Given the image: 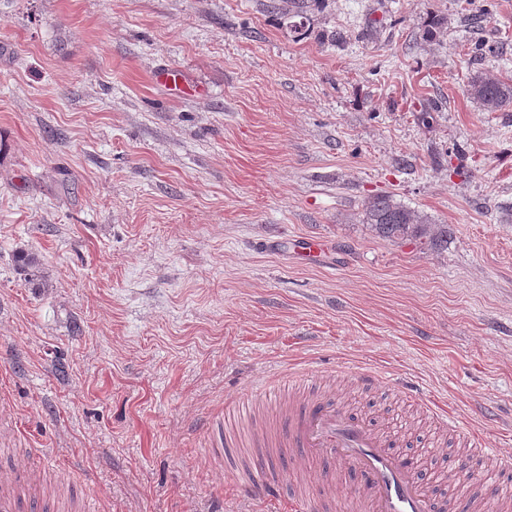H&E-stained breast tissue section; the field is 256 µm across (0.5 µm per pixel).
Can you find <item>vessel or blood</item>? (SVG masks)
I'll list each match as a JSON object with an SVG mask.
<instances>
[{
	"label": "vessel or blood",
	"instance_id": "b4317fda",
	"mask_svg": "<svg viewBox=\"0 0 512 512\" xmlns=\"http://www.w3.org/2000/svg\"><path fill=\"white\" fill-rule=\"evenodd\" d=\"M277 434L284 451H297L302 462L325 464L324 484L355 474L360 481V512H447L459 504L464 512H485L500 492L484 483L469 484L463 497L431 498L411 466L389 438L365 419L346 414L324 399H310L281 416ZM463 446L459 461L487 459L484 442L468 428L457 426ZM44 473L20 469L0 480V512H29L37 504ZM280 474L267 457L256 458L236 480L249 490H277Z\"/></svg>",
	"mask_w": 512,
	"mask_h": 512
}]
</instances>
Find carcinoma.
<instances>
[{
  "mask_svg": "<svg viewBox=\"0 0 512 512\" xmlns=\"http://www.w3.org/2000/svg\"><path fill=\"white\" fill-rule=\"evenodd\" d=\"M467 92L472 99L484 107L498 108L512 103V84L483 73L471 77ZM364 214V223L370 225L373 232L385 239L427 237L436 245L448 238V228L433 230L428 219L394 202L388 196H377L367 201ZM18 263L28 276V282L32 287L49 286L37 253L20 251Z\"/></svg>",
  "mask_w": 512,
  "mask_h": 512,
  "instance_id": "1",
  "label": "carcinoma"
}]
</instances>
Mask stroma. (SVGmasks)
Segmentation results:
<instances>
[{"instance_id": "obj_1", "label": "stroma", "mask_w": 512, "mask_h": 512, "mask_svg": "<svg viewBox=\"0 0 512 512\" xmlns=\"http://www.w3.org/2000/svg\"><path fill=\"white\" fill-rule=\"evenodd\" d=\"M270 1L0 0V475L46 448L102 512H288L318 467L233 473L319 394L436 471L430 404L512 456V105L467 93L512 82V0ZM374 196L447 242L378 237ZM467 92L484 107L498 108L512 103V84L478 73L471 77ZM18 263L28 276L27 281L33 288H48L49 283L44 275L42 263L37 253L21 250L18 254ZM235 477L238 485L246 490L259 487L266 491H277L279 488L280 474L267 456L257 457L248 469H243Z\"/></svg>"}]
</instances>
